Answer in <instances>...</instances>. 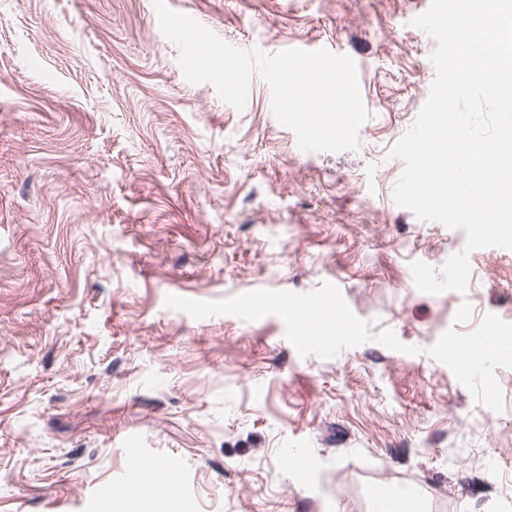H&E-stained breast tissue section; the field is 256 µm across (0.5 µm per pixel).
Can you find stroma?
<instances>
[{
  "label": "stroma",
  "instance_id": "1",
  "mask_svg": "<svg viewBox=\"0 0 512 512\" xmlns=\"http://www.w3.org/2000/svg\"><path fill=\"white\" fill-rule=\"evenodd\" d=\"M429 2L166 0L245 50L355 61L358 149L306 152L260 75L241 110L187 82L153 0H0V512H119L133 445L160 462L139 492L178 485L181 512H370L410 487L429 512H512V369L496 413L426 353L512 323V250L473 251L466 293L422 292L411 263L465 233L393 197L435 78L411 25ZM326 282L418 354L303 357L277 316L165 305Z\"/></svg>",
  "mask_w": 512,
  "mask_h": 512
}]
</instances>
